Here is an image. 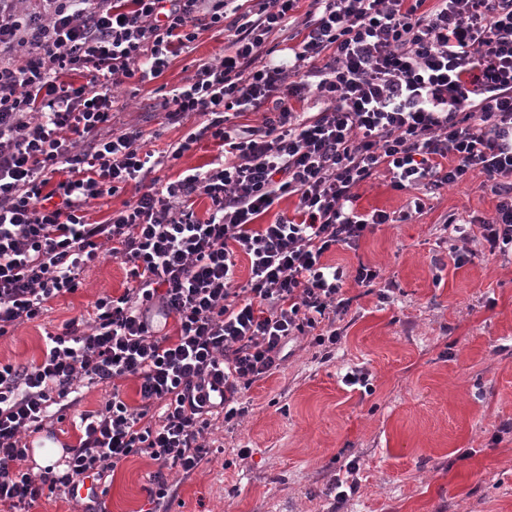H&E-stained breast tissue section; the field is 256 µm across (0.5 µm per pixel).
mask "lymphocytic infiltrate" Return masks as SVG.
I'll return each instance as SVG.
<instances>
[{
    "label": "lymphocytic infiltrate",
    "mask_w": 512,
    "mask_h": 512,
    "mask_svg": "<svg viewBox=\"0 0 512 512\" xmlns=\"http://www.w3.org/2000/svg\"><path fill=\"white\" fill-rule=\"evenodd\" d=\"M234 2L0 0V337L75 293L101 257L128 265L133 280L97 297L92 320L47 334L40 364H0V512L105 484L133 455L157 464L148 493L163 504L166 471L189 475L213 455L208 434L249 415V390L282 368L288 341L309 337L330 360L351 304L346 281L368 287L378 273L362 264L351 275L324 256L389 223L386 211L355 208L379 173L396 190L483 174L497 204L477 225L449 215L454 263L470 262L477 235L489 254L512 256V0H311L281 64L267 61L265 43L288 29L298 0H258L231 19ZM203 13L225 24L227 44L164 101L171 122L205 118L168 157L208 137L224 159L161 188L143 132L113 127L112 93L137 72L160 76L196 40ZM313 93L326 108L299 112ZM247 110L265 111L261 127L229 125ZM128 185L131 201L88 222L91 201ZM286 196L298 199L293 216L260 223ZM161 318L174 335L160 332ZM129 377L139 407L113 391L82 415L62 473L26 467L52 406Z\"/></svg>",
    "instance_id": "1"
}]
</instances>
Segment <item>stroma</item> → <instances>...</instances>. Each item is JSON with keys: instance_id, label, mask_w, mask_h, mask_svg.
<instances>
[{"instance_id": "obj_1", "label": "stroma", "mask_w": 512, "mask_h": 512, "mask_svg": "<svg viewBox=\"0 0 512 512\" xmlns=\"http://www.w3.org/2000/svg\"><path fill=\"white\" fill-rule=\"evenodd\" d=\"M226 40L223 27L201 28L162 75L115 91V128H140L146 149L158 154L197 130L202 116L172 125L161 103L198 65L220 57ZM220 154L201 140L155 176L176 179ZM482 180L476 173L435 191L410 223L379 225L358 249L328 253L332 265L374 267L386 292L347 284L352 302L334 358L321 360L305 339L290 343L284 367L251 388L254 410L242 426L216 431L222 452L189 476L169 474L168 512H512V261L482 254L476 242L472 261L455 266L443 228L452 212H494L497 199ZM358 194L362 213L397 212L410 197L382 177ZM126 273L120 261L102 259L76 293L0 338V363L40 362L45 334L86 314L97 296L120 294ZM354 369L370 388L343 384ZM112 389L81 388L49 431L75 444L81 414L99 409ZM245 445L251 453L243 458ZM352 461L357 491L336 501V481ZM156 470L142 456L121 463L100 498L103 512H150L148 476Z\"/></svg>"}]
</instances>
